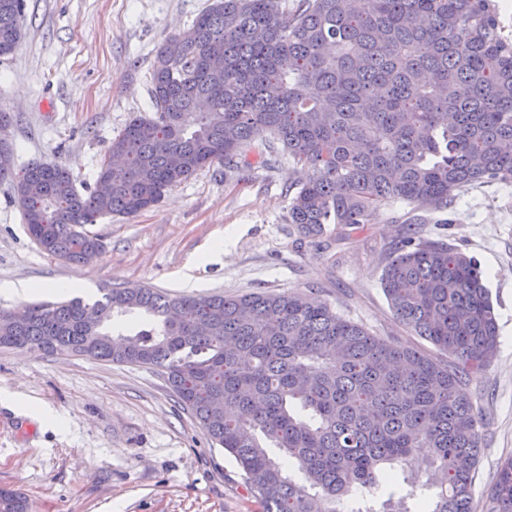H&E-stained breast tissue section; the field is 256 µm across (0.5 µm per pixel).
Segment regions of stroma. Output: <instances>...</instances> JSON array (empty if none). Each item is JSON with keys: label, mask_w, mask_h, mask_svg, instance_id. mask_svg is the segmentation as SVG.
Returning <instances> with one entry per match:
<instances>
[{"label": "stroma", "mask_w": 512, "mask_h": 512, "mask_svg": "<svg viewBox=\"0 0 512 512\" xmlns=\"http://www.w3.org/2000/svg\"><path fill=\"white\" fill-rule=\"evenodd\" d=\"M207 0H25V37L0 59V108L12 112L8 137L14 180L0 181V310L57 301V284L79 295L149 287L173 294L294 292L327 302L373 334L413 347L425 340L394 317L380 286L391 245L406 218L397 202L372 223L326 225L303 237L288 221L296 167L225 172L214 165L172 187L155 208L104 217L84 230L101 244L92 262L68 264L42 251L22 220L16 177L27 165L57 161L92 185L96 164L132 113L150 110L154 51L190 28ZM422 238L444 240L475 257L498 315V350L464 392L480 407L485 440L474 512H489L487 489L512 457V183L460 192L442 213H426ZM224 254H210L221 238ZM36 286L29 300L7 284ZM47 405L56 428L0 408V487L21 492L29 512H262L235 458L209 441L169 390L160 370L71 354L0 349V391ZM418 460L394 467V483L355 492L341 512H379L389 495L424 512L433 492Z\"/></svg>", "instance_id": "35a3bbf8"}]
</instances>
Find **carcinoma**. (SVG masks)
Segmentation results:
<instances>
[{
  "mask_svg": "<svg viewBox=\"0 0 512 512\" xmlns=\"http://www.w3.org/2000/svg\"><path fill=\"white\" fill-rule=\"evenodd\" d=\"M23 13L24 0H0V56L20 45ZM150 104L98 165L95 181L110 191H79L56 161L24 170L17 185L33 191L22 219L40 249L83 263L101 244L82 225L147 210L206 166L268 167L283 153L306 173L288 211L305 238L411 206L380 284L433 349L376 336L295 293L155 288L38 304L22 319L0 311V348L161 370L263 512H339L413 454L428 463L430 512H473L484 422L462 387L496 355V314L474 258L420 239L415 224L470 186L512 181V42L493 0H298L292 11L281 0H211L156 47ZM135 312L152 320L114 328ZM488 498L490 512H512L511 458ZM0 512H28L26 501L0 488Z\"/></svg>",
  "mask_w": 512,
  "mask_h": 512,
  "instance_id": "cac0c4a2",
  "label": "carcinoma"
}]
</instances>
